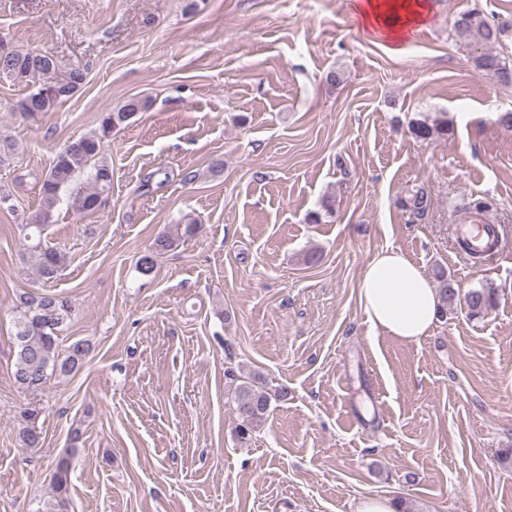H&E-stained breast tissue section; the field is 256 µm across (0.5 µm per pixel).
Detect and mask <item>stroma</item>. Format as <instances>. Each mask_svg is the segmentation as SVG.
Masks as SVG:
<instances>
[{"label": "stroma", "mask_w": 512, "mask_h": 512, "mask_svg": "<svg viewBox=\"0 0 512 512\" xmlns=\"http://www.w3.org/2000/svg\"><path fill=\"white\" fill-rule=\"evenodd\" d=\"M356 2L0 0V37L87 72L32 118L16 109L26 87L0 81V126L17 138L0 167L15 204L0 210V512H37L62 461L58 512H355L366 495L512 512V459L499 458L512 446V130L497 122L512 85L478 75L452 31L475 7L512 18V0H427L395 49ZM133 96L152 106L105 147L108 204L75 213L77 176L45 232L70 256L54 284L75 307L62 343L91 350L24 392L11 307L36 276L18 226L59 150ZM426 116L447 135L416 140ZM419 188L417 216L400 201ZM465 197L491 198L502 255L460 249ZM171 224L198 231L141 276L137 258ZM384 248L427 277L446 269L460 292L418 342L373 329L359 305ZM487 283L497 303L470 317L463 295ZM230 366L288 389L246 443ZM30 402L42 443L27 449ZM42 413V407L32 403H29L20 410V417L23 423L22 427L19 428L18 435L24 448L40 447L42 433L37 426V422Z\"/></svg>", "instance_id": "stroma-1"}]
</instances>
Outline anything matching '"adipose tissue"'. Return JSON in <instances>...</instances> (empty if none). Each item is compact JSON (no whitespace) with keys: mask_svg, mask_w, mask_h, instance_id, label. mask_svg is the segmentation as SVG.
<instances>
[{"mask_svg":"<svg viewBox=\"0 0 512 512\" xmlns=\"http://www.w3.org/2000/svg\"><path fill=\"white\" fill-rule=\"evenodd\" d=\"M426 9V0H364L358 13L397 42L407 26L422 21ZM358 299L371 326L407 343L428 333L440 307L439 292L421 267L395 249L376 252L366 264Z\"/></svg>","mask_w":512,"mask_h":512,"instance_id":"ef3b65f1","label":"adipose tissue"}]
</instances>
